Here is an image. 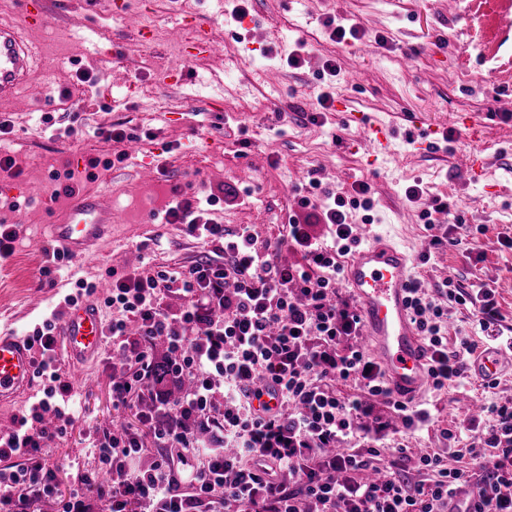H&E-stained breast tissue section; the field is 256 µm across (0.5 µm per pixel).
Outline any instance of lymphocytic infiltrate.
Returning <instances> with one entry per match:
<instances>
[{"label":"lymphocytic infiltrate","mask_w":512,"mask_h":512,"mask_svg":"<svg viewBox=\"0 0 512 512\" xmlns=\"http://www.w3.org/2000/svg\"><path fill=\"white\" fill-rule=\"evenodd\" d=\"M353 190L351 198L334 197L316 215L331 227L329 245L294 216L285 234L262 245L250 226L226 231L203 217V205L219 201L213 193L167 210L168 223L184 225L211 253L185 271L113 275L107 331L123 375L112 383V404L133 412L136 422L94 429L100 457L118 480L105 485L84 477L64 498L63 512H450L453 498L471 485L479 498L466 512H512L511 404L488 406L491 424L462 449L478 465L475 473L449 466L433 451L419 457L417 467L427 477L413 484L405 476V449H395L378 468L371 465L377 446L363 454L338 449L358 428L385 430L371 415V400L390 404L408 428L430 417L427 409L413 411L394 400L380 366L361 350L340 346L362 329L356 306L336 289L340 259L355 243L347 210L374 206L367 183ZM290 249L302 251L303 263L283 262ZM174 288L187 302L170 314L161 299ZM411 291L431 385L440 390L467 378L475 346L465 338L449 344L442 332L447 304L477 306L479 326L487 331L500 316L494 291L468 293L452 283L433 296L418 281ZM54 330L48 319L28 336L38 353L36 374L46 380L45 397L31 410L30 428L0 438L1 458H26L0 479V512H31L57 490L42 450L76 418L69 408L72 385L57 367ZM159 339L168 345L170 371L191 385L175 397L155 395L145 408L141 400L155 382L152 345ZM340 381L355 383L358 395L337 394ZM266 389L278 402L256 409ZM151 446L159 453L140 469Z\"/></svg>","instance_id":"obj_1"}]
</instances>
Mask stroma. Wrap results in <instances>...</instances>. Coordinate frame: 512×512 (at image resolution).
I'll use <instances>...</instances> for the list:
<instances>
[{
  "mask_svg": "<svg viewBox=\"0 0 512 512\" xmlns=\"http://www.w3.org/2000/svg\"><path fill=\"white\" fill-rule=\"evenodd\" d=\"M45 2L44 25L30 31L42 52L37 74L0 109V121L10 125L0 142L21 169L17 176L0 171V224L18 232L13 254L0 259V330L25 336L61 314L76 279L96 283L101 301L111 272L194 264L208 248L183 225L166 223L176 196L222 193L209 218L229 231L252 225L263 243L285 233L300 198L318 203L327 191L345 196L363 181L374 209L349 210L350 224L370 223L411 248L412 275L429 290L450 278L466 290L494 289L496 328L512 336V249L504 244L512 238V109L505 107L512 100V0H248L241 22L234 17L238 0H126L123 15L113 0ZM330 19L358 24L359 39L331 40ZM195 21L216 39L213 55H187L169 40L171 27ZM293 54L300 59L295 67L287 64ZM360 70L370 80L357 86L350 77ZM81 72L94 78V87L78 84ZM268 73L277 74V85L265 81ZM65 88L71 98L62 97ZM324 92L332 100L326 110L318 103ZM349 112L390 123L394 154L373 160L355 124L345 120ZM45 114L53 125L40 124ZM414 114L438 131L424 150L405 140ZM113 124L136 136L139 154L86 178L89 159L122 151V144L95 135ZM68 126L75 135L58 136ZM471 154L485 159L490 179L462 169L461 158ZM68 168L80 189L109 195L116 219L99 254L46 276L43 250L67 202L58 175ZM411 185L422 189V201H453L460 227H427L422 202L405 194ZM436 236L454 243L431 247ZM442 331L480 349L489 345L469 304H449ZM67 374L78 419L44 455L62 493L101 470L89 431L112 419V353ZM496 378L492 389L473 378L427 389L429 421L405 433H379L382 458L402 446L455 462L467 443L470 401L512 403L511 358H503ZM447 429L454 439H444Z\"/></svg>",
  "mask_w": 512,
  "mask_h": 512,
  "instance_id": "stroma-1",
  "label": "stroma"
}]
</instances>
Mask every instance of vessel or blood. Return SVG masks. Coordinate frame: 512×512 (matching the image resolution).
Listing matches in <instances>:
<instances>
[{
    "instance_id": "b4317fda",
    "label": "vessel or blood",
    "mask_w": 512,
    "mask_h": 512,
    "mask_svg": "<svg viewBox=\"0 0 512 512\" xmlns=\"http://www.w3.org/2000/svg\"><path fill=\"white\" fill-rule=\"evenodd\" d=\"M41 0H32L23 24L0 21V104L12 102L28 84L35 62V49L25 38L23 26L43 22ZM178 42H190L202 54L214 53L216 43L206 32L187 38L184 26H174ZM358 131L378 155L391 153L394 137L389 127L370 116H361ZM114 215L109 196L82 193L74 197L51 226L56 246L70 256L96 253L112 230ZM410 255L383 235L358 244L344 266V284L358 302L363 319V339L372 348L385 371L392 396L402 401L417 400L428 382L426 349L409 307ZM106 326L96 302L79 299L66 306L56 336L57 349L72 365L81 366L100 355ZM502 350L488 348L475 357L476 378L496 375ZM35 357L25 337L0 332V403L26 394L33 386Z\"/></svg>"
}]
</instances>
